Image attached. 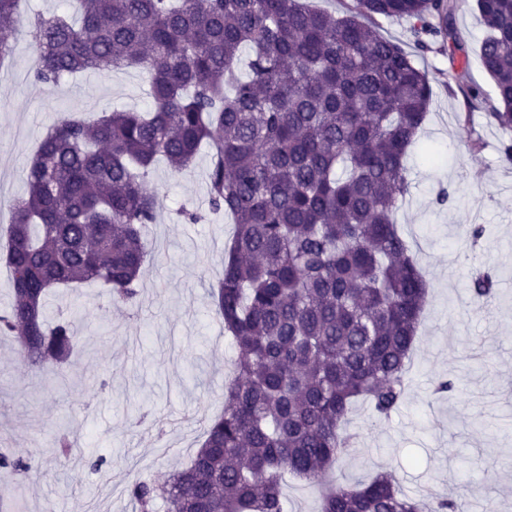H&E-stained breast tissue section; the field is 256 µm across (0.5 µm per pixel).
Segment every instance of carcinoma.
I'll return each mask as SVG.
<instances>
[{
  "instance_id": "obj_1",
  "label": "carcinoma",
  "mask_w": 512,
  "mask_h": 512,
  "mask_svg": "<svg viewBox=\"0 0 512 512\" xmlns=\"http://www.w3.org/2000/svg\"><path fill=\"white\" fill-rule=\"evenodd\" d=\"M77 2L70 17L30 19L35 79L139 69L151 105L92 123L67 115L48 129L6 230L12 302L0 335L56 376L80 337L71 320L47 322L54 289L101 285L111 305L135 306L144 229L159 207L150 169L162 157L184 174L207 144L210 209L235 225L211 289L238 351L235 376L188 464L162 484L126 487L135 512H154L158 499L166 512H285L288 473L317 487L320 512H459L451 496H410L391 472L356 488L326 482L346 455L354 405L379 420L402 405L430 288L396 214L431 87L373 22L406 21L422 53L461 51L457 0H351L342 14L303 0ZM16 3L0 0V63L14 53ZM477 9L494 98L463 92L508 135L501 152L512 162V0ZM494 286L487 272L473 276L472 302L482 306ZM54 447L68 458L77 433L61 429ZM39 467L0 454V468L21 478Z\"/></svg>"
}]
</instances>
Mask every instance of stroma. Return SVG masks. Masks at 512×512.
<instances>
[{"label": "stroma", "instance_id": "35a3bbf8", "mask_svg": "<svg viewBox=\"0 0 512 512\" xmlns=\"http://www.w3.org/2000/svg\"><path fill=\"white\" fill-rule=\"evenodd\" d=\"M452 24L464 52L420 53L406 22L376 20L382 36L411 53L432 91L421 142L410 150V193L396 216L431 288L403 404L386 420L356 407V443L328 478L346 485L390 471L411 496L452 490L466 504L512 512V162L499 151V128L484 109L468 107L456 80L465 70L485 95L494 91L479 63L484 28L476 0H460ZM32 60L22 37L0 65L1 230L26 192V162L62 115L93 119L150 106L141 70L46 85L35 80ZM209 168L204 147L189 174H172L162 161L152 170L160 206L147 230L153 250L138 308L109 306L96 285L52 301L51 317L72 313L81 327V351L63 377L45 380L9 339L0 340V447L41 463L25 481L1 469L0 498L23 501L26 512H132L125 487L164 482L184 467L208 418L222 410L237 350L209 311L208 289L223 272L233 226L209 207ZM444 189L451 197L437 204ZM186 210L198 223L183 218ZM472 224L487 227L474 248L467 243ZM487 269L496 293L478 312L466 282ZM440 378L456 381L454 397L434 395ZM63 426L83 437L80 453L65 462L52 447ZM97 457L106 460L98 473L89 467Z\"/></svg>", "mask_w": 512, "mask_h": 512}]
</instances>
